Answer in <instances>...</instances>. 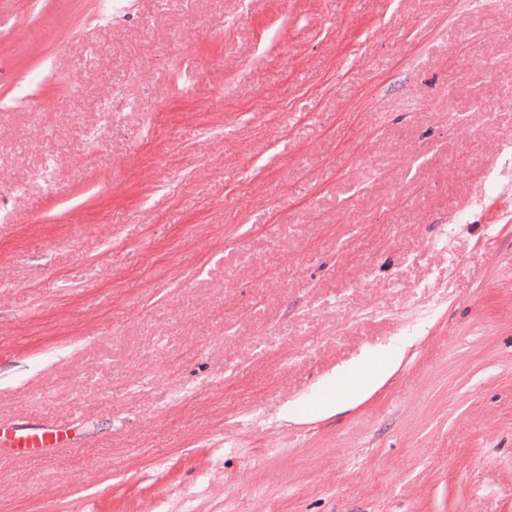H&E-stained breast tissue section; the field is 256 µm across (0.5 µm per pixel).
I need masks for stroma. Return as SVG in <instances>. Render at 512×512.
Listing matches in <instances>:
<instances>
[{
	"label": "stroma",
	"instance_id": "obj_1",
	"mask_svg": "<svg viewBox=\"0 0 512 512\" xmlns=\"http://www.w3.org/2000/svg\"><path fill=\"white\" fill-rule=\"evenodd\" d=\"M0 422V512H512V0H0ZM68 430L63 426H51L41 432H8L0 423V455L4 448H26L30 455H37L42 448H59L68 442Z\"/></svg>",
	"mask_w": 512,
	"mask_h": 512
}]
</instances>
